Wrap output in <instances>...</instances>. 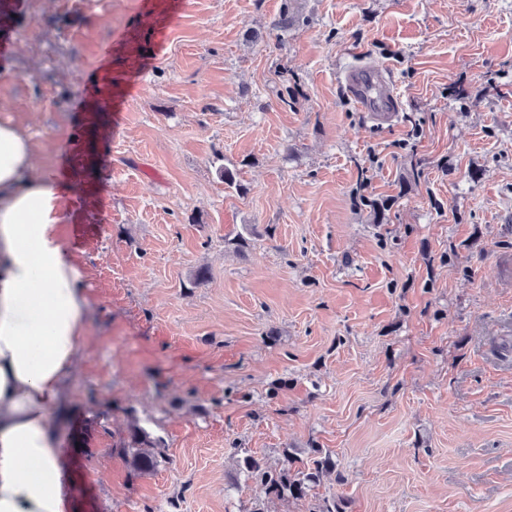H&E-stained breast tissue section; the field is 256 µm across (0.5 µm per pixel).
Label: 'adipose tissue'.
Here are the masks:
<instances>
[{"label":"adipose tissue","mask_w":512,"mask_h":512,"mask_svg":"<svg viewBox=\"0 0 512 512\" xmlns=\"http://www.w3.org/2000/svg\"><path fill=\"white\" fill-rule=\"evenodd\" d=\"M68 186L31 173L28 138L0 124V512H65L59 431L88 301L56 239Z\"/></svg>","instance_id":"obj_1"}]
</instances>
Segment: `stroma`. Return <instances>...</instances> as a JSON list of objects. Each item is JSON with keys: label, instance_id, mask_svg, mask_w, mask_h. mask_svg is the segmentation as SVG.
Instances as JSON below:
<instances>
[{"label": "stroma", "instance_id": "1", "mask_svg": "<svg viewBox=\"0 0 512 512\" xmlns=\"http://www.w3.org/2000/svg\"><path fill=\"white\" fill-rule=\"evenodd\" d=\"M0 33V124L72 186L73 512H512V0H0ZM375 62L389 123L342 84ZM314 447L300 500L242 470ZM127 448L134 450L132 465L139 472L154 471L158 465V457L160 452L154 450L159 448L156 441L151 439L149 433L143 429H134L131 442Z\"/></svg>", "mask_w": 512, "mask_h": 512}]
</instances>
